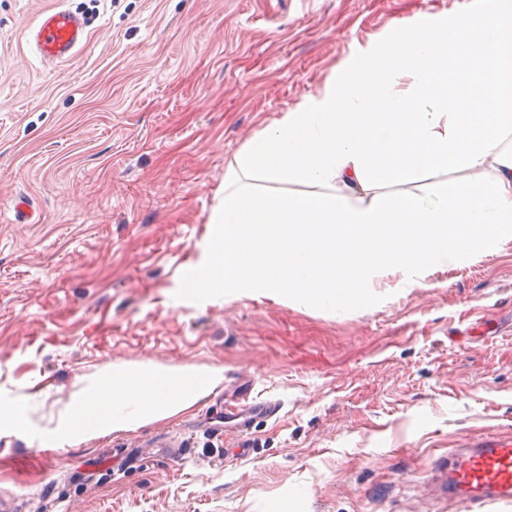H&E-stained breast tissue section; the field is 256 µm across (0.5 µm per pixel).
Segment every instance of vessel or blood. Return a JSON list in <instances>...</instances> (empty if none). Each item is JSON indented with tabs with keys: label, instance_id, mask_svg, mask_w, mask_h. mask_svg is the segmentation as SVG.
I'll return each mask as SVG.
<instances>
[{
	"label": "vessel or blood",
	"instance_id": "obj_1",
	"mask_svg": "<svg viewBox=\"0 0 512 512\" xmlns=\"http://www.w3.org/2000/svg\"><path fill=\"white\" fill-rule=\"evenodd\" d=\"M87 40L85 18L69 9L45 13L30 29L28 42L45 62L69 59ZM445 483L461 502L512 503V436L466 438L448 452Z\"/></svg>",
	"mask_w": 512,
	"mask_h": 512
}]
</instances>
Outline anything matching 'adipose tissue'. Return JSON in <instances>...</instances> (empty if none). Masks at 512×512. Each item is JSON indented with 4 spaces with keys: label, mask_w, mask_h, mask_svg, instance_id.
Wrapping results in <instances>:
<instances>
[{
    "label": "adipose tissue",
    "mask_w": 512,
    "mask_h": 512,
    "mask_svg": "<svg viewBox=\"0 0 512 512\" xmlns=\"http://www.w3.org/2000/svg\"><path fill=\"white\" fill-rule=\"evenodd\" d=\"M511 136L512 0L404 21L236 156L211 218L220 230L185 292L353 303L383 269L478 257L512 234ZM492 157L495 174L481 177ZM438 170L470 177L419 192ZM256 177L313 189L260 193Z\"/></svg>",
    "instance_id": "obj_1"
}]
</instances>
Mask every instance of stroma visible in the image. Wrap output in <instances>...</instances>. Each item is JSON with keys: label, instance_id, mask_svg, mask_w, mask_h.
<instances>
[{"label": "stroma", "instance_id": "stroma-1", "mask_svg": "<svg viewBox=\"0 0 512 512\" xmlns=\"http://www.w3.org/2000/svg\"><path fill=\"white\" fill-rule=\"evenodd\" d=\"M480 5L0 0V392L42 428L117 364L224 369L185 412L45 465L37 439L0 436L10 512H486L441 478L461 438L512 434V237L336 308L184 293L257 132L398 22ZM57 7L88 37L46 63L27 33ZM262 399L276 417L226 429Z\"/></svg>", "mask_w": 512, "mask_h": 512}]
</instances>
